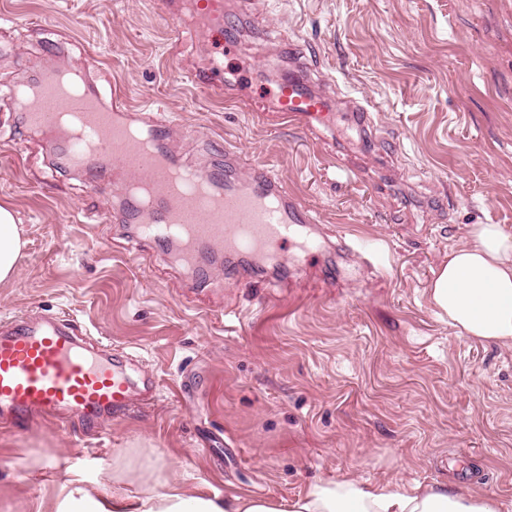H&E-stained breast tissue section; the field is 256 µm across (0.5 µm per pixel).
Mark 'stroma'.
Listing matches in <instances>:
<instances>
[{
	"label": "stroma",
	"mask_w": 512,
	"mask_h": 512,
	"mask_svg": "<svg viewBox=\"0 0 512 512\" xmlns=\"http://www.w3.org/2000/svg\"><path fill=\"white\" fill-rule=\"evenodd\" d=\"M178 3L0 0V85L89 66L102 94L173 120L169 151L275 170L319 251L191 275L58 167L57 135L0 103V205L27 242L0 325L66 315L155 382L149 405L96 430L0 427V512H56L74 472L106 497L123 457L154 451L165 478L210 497L355 476L448 483L512 512V346L459 335L428 293L471 225L512 231V0H263L234 51L196 50ZM213 56L235 103L191 81ZM297 60L339 100L334 129L270 111Z\"/></svg>",
	"instance_id": "35a3bbf8"
}]
</instances>
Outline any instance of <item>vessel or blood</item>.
<instances>
[{
	"instance_id": "b4317fda",
	"label": "vessel or blood",
	"mask_w": 512,
	"mask_h": 512,
	"mask_svg": "<svg viewBox=\"0 0 512 512\" xmlns=\"http://www.w3.org/2000/svg\"><path fill=\"white\" fill-rule=\"evenodd\" d=\"M182 10L205 41L224 35L223 0H184ZM222 65L211 60L193 72L200 89L222 95ZM37 107L27 109L30 129H51L57 112L80 116L98 143L89 152L67 142L61 165L91 173L111 187L127 220L158 244L182 243L184 262L201 250L274 257L298 248L310 254L302 225L308 210L294 204L280 178L261 167L249 178L231 168L188 166L163 148L169 134L161 121L129 106L121 93L103 100L96 85L82 79L79 91L42 76ZM270 102L277 117L309 129L333 126L334 109L325 95L312 92L298 75L283 78ZM122 356L99 353L71 320L58 316L18 320L0 329V422L25 429L31 418L60 420L75 415L95 423L105 414H123L145 400Z\"/></svg>"
}]
</instances>
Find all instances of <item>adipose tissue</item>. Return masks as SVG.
<instances>
[{
  "label": "adipose tissue",
  "instance_id": "adipose-tissue-1",
  "mask_svg": "<svg viewBox=\"0 0 512 512\" xmlns=\"http://www.w3.org/2000/svg\"><path fill=\"white\" fill-rule=\"evenodd\" d=\"M25 245L13 211L0 206V283L15 276ZM429 292L432 305L460 335L512 346V232L497 224L471 225L467 241L449 250ZM164 466V454L155 452L113 473L116 483L137 473L144 487L135 497L99 500L83 490L80 477H72L56 512H499L494 498L448 484L404 488L355 478L318 479L288 500L235 495L218 501L155 480Z\"/></svg>",
  "mask_w": 512,
  "mask_h": 512
}]
</instances>
